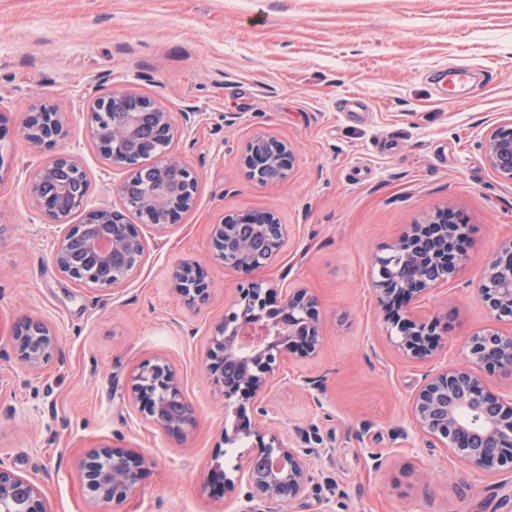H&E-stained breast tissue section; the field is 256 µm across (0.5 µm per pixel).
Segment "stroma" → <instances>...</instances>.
<instances>
[{
    "instance_id": "stroma-1",
    "label": "stroma",
    "mask_w": 512,
    "mask_h": 512,
    "mask_svg": "<svg viewBox=\"0 0 512 512\" xmlns=\"http://www.w3.org/2000/svg\"><path fill=\"white\" fill-rule=\"evenodd\" d=\"M464 70L449 97L447 74ZM134 88L182 125L175 148L196 173L194 207L162 231L140 225L142 264L119 288L77 285L55 267L62 225L37 213L23 185L48 159L23 137L5 145L0 182V460L23 476L48 472L50 512H247L243 491L206 488L214 455L227 473L258 449L235 431L220 387L205 375L208 339L252 274L212 260L225 215H279L288 241L261 276L314 294L324 323L311 359L290 357L268 396L274 427L315 466L326 512H512V477H483L429 448L412 426L424 375L462 357L490 316L471 287L512 236V186L481 143L512 119V0H0V100L9 117L32 105L68 116L62 151L78 157L91 204L122 209L126 169L86 136L92 98ZM363 99L348 112L342 101ZM271 135L295 154L276 183L251 179L248 142ZM466 226L454 282L422 312L434 316L437 360L404 358L386 334L370 276L412 224L439 207ZM203 266L213 287L188 304L170 270ZM47 322L58 353L30 374L14 349L21 320ZM178 372L196 423L174 437L145 421L127 384L142 363ZM231 442H224V435ZM117 444L143 455L138 492L102 503L86 493L80 462Z\"/></svg>"
}]
</instances>
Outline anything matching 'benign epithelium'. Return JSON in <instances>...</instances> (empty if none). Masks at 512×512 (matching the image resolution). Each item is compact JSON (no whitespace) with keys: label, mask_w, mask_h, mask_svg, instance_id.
I'll use <instances>...</instances> for the list:
<instances>
[{"label":"benign epithelium","mask_w":512,"mask_h":512,"mask_svg":"<svg viewBox=\"0 0 512 512\" xmlns=\"http://www.w3.org/2000/svg\"><path fill=\"white\" fill-rule=\"evenodd\" d=\"M88 112V137L112 165L126 168L129 157L154 154L159 174L140 205L154 214L157 229L177 223L195 204L197 179L184 160L172 153L171 144L189 131L192 113L184 114L185 124L178 129L171 113L131 88L93 99ZM17 133L37 146L53 147L67 137V118L54 106L43 104L23 113ZM483 148L497 177L512 184V119L492 127ZM293 158L286 143L266 136L249 143L243 163L256 180L267 181L272 174L285 177ZM76 168L82 166L73 155L59 152L37 165L27 190L41 216L67 225L52 251L56 268L76 284L117 288L141 265L145 240L135 226L124 222L122 214L94 206L74 191ZM75 213L83 215L84 223L67 224ZM229 224L251 225L262 236V245L225 233ZM462 230L457 214L438 208L426 222L409 226L386 249L405 258L424 252L431 258L429 263L386 264L382 256L375 258L373 282L379 307L386 308L394 298L403 299L401 321L389 324L388 333L417 362L429 360L441 348L436 321L425 318L418 303L455 278L457 265L448 260V254L457 250ZM287 237L288 225L271 212L227 215L212 227V253L227 267L256 272L281 254ZM171 278L175 291L191 304L209 296L211 282L196 262L175 266ZM271 291L262 280L238 289L231 309L215 326L205 354L208 377L222 388L225 406L238 416L247 407L261 404L283 359L291 354L310 357L320 346L317 298L305 289L282 292L274 307L278 318L270 321L261 310ZM476 293L497 322L512 326V238L504 240L484 265ZM14 340L21 362L32 373L58 351L56 332L39 320L22 321ZM463 355L462 362L447 363L425 376L410 402L414 428L466 470L487 477L512 475V396L506 398L489 385L492 376H512V334L495 326L479 330L465 342ZM129 385L141 416L156 427L181 434L195 424V410L183 396L178 373L166 360L140 365ZM242 431L267 439L263 449L237 468L235 478L227 476L221 462L214 461L206 483L230 493L243 484L247 500L259 501L266 512H278L283 505L313 512L311 459L292 446L290 436L265 422L250 423ZM80 470L91 499L122 501L140 488L145 460L128 448L105 445L87 453ZM0 512H49L37 484L2 462Z\"/></svg>","instance_id":"7a95c632"}]
</instances>
